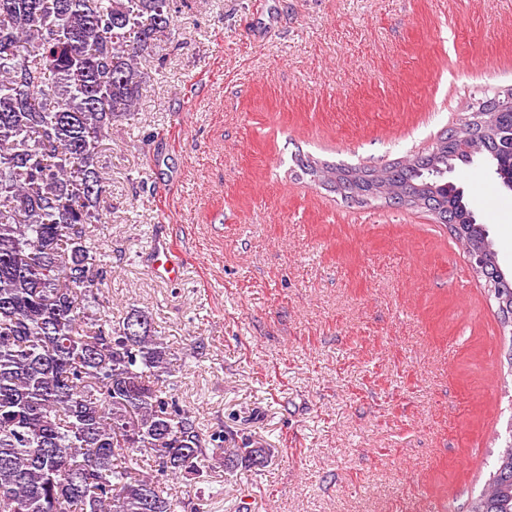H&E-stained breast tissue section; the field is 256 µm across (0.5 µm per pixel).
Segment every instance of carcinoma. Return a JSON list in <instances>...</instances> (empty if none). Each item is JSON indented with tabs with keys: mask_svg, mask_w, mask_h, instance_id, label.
<instances>
[{
	"mask_svg": "<svg viewBox=\"0 0 512 512\" xmlns=\"http://www.w3.org/2000/svg\"><path fill=\"white\" fill-rule=\"evenodd\" d=\"M170 26V0H0V512H185L160 477L197 460L256 466L268 449L226 448L165 386L174 353L152 314H97L108 264L88 230L102 222L99 153L134 111L141 58ZM483 136V157L512 185V112ZM471 143L449 131L387 180L483 251L491 294L512 321L488 230L464 192L442 181ZM303 174L349 166L295 156ZM145 454L141 459L138 454ZM468 512H512V450Z\"/></svg>",
	"mask_w": 512,
	"mask_h": 512,
	"instance_id": "obj_1",
	"label": "carcinoma"
}]
</instances>
